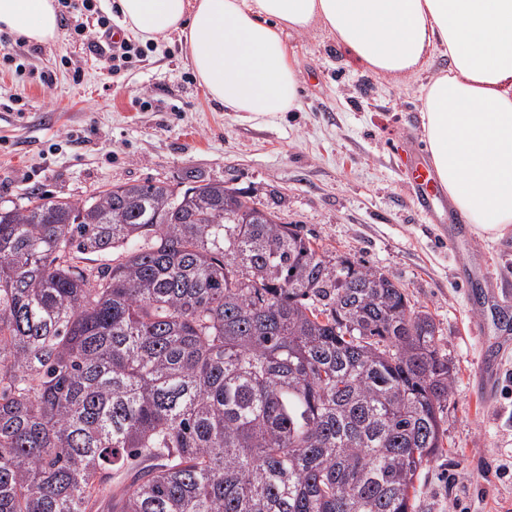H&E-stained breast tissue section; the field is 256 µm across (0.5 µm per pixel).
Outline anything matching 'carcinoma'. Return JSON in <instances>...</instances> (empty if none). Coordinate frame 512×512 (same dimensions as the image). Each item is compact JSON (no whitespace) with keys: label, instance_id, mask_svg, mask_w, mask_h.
<instances>
[{"label":"carcinoma","instance_id":"carcinoma-1","mask_svg":"<svg viewBox=\"0 0 512 512\" xmlns=\"http://www.w3.org/2000/svg\"><path fill=\"white\" fill-rule=\"evenodd\" d=\"M454 379L394 278L241 189L0 202V512H413Z\"/></svg>","mask_w":512,"mask_h":512}]
</instances>
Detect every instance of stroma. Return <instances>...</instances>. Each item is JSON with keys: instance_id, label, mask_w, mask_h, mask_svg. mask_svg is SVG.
I'll list each match as a JSON object with an SVG mask.
<instances>
[{"instance_id": "stroma-1", "label": "stroma", "mask_w": 512, "mask_h": 512, "mask_svg": "<svg viewBox=\"0 0 512 512\" xmlns=\"http://www.w3.org/2000/svg\"><path fill=\"white\" fill-rule=\"evenodd\" d=\"M58 14L57 41L8 43L25 71L0 72V201L196 177L252 190L320 250L392 276L413 309L434 318L455 383L414 512H512V350L484 399L476 329L485 315L464 285L482 267L512 287V232L463 240L457 225L438 229L417 211L395 147H425L418 83L377 78L323 29L292 31L301 106L250 120L209 98L178 35L111 76L75 33L94 31L96 13Z\"/></svg>"}]
</instances>
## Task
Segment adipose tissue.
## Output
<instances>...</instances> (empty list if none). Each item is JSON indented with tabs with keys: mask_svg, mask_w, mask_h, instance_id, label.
Returning <instances> with one entry per match:
<instances>
[{
	"mask_svg": "<svg viewBox=\"0 0 512 512\" xmlns=\"http://www.w3.org/2000/svg\"><path fill=\"white\" fill-rule=\"evenodd\" d=\"M124 34H178L209 97L256 117L299 108L285 30L319 25L383 80H420L431 163L474 232L512 229V0H115ZM53 0H0V32L59 37Z\"/></svg>",
	"mask_w": 512,
	"mask_h": 512,
	"instance_id": "ef3b65f1",
	"label": "adipose tissue"
}]
</instances>
